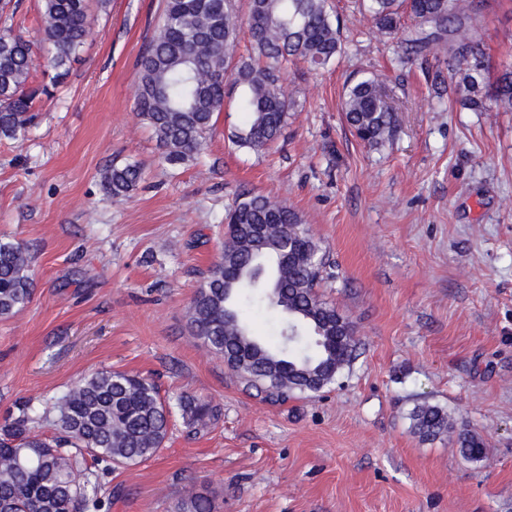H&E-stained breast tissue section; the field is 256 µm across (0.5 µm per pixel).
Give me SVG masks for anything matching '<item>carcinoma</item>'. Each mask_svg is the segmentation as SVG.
<instances>
[{"instance_id":"carcinoma-1","label":"carcinoma","mask_w":512,"mask_h":512,"mask_svg":"<svg viewBox=\"0 0 512 512\" xmlns=\"http://www.w3.org/2000/svg\"><path fill=\"white\" fill-rule=\"evenodd\" d=\"M12 0L0 3V138L25 137L33 126L35 101L49 97L82 51L95 11L110 0H39L44 63L33 43L16 30ZM364 18L398 35L406 19L416 23L405 40L406 59H439L456 80L461 105L485 109L478 99L486 70L483 44L471 23L481 0H360ZM246 57L230 47L241 38ZM343 51L340 22L328 0H249L248 17L236 20L232 0H162L154 33L137 59L134 104L152 131L161 160L178 168L203 151L207 135L224 111L226 78L240 89L238 106L246 126L232 135L240 149L264 152L281 135L288 98L281 78L288 64L302 60L324 68ZM43 66L47 81L32 86ZM493 102L512 110V70L497 80ZM345 120L357 138L371 147L391 139L397 115L387 103L384 82L362 76L346 86ZM144 178L137 163L108 166L101 182L114 198L136 190ZM224 250L195 291L186 318L189 332L248 390L271 403L294 394H316L335 384L351 368L359 349L352 323L318 295L324 255L298 212L284 201L244 192L224 217ZM33 278L28 249L0 242V319L25 307ZM252 293L295 336L292 346L252 331L242 301ZM189 428L205 427L219 411L192 396L178 400ZM172 408L157 385L121 371H97L76 382L57 399L53 411L28 403L0 424V512H104L114 489L116 466L154 456L168 437ZM411 431L422 441L456 434L462 457L485 458L486 443L467 425L456 427L448 411L421 403L409 414ZM43 422L55 435L41 439L32 429ZM80 470L82 485L72 484ZM178 512H213L210 498L191 493Z\"/></svg>"}]
</instances>
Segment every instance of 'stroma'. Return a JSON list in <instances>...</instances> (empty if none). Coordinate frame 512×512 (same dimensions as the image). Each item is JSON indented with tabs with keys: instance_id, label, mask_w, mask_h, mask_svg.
<instances>
[{
	"instance_id": "stroma-1",
	"label": "stroma",
	"mask_w": 512,
	"mask_h": 512,
	"mask_svg": "<svg viewBox=\"0 0 512 512\" xmlns=\"http://www.w3.org/2000/svg\"><path fill=\"white\" fill-rule=\"evenodd\" d=\"M160 4L111 0L27 137L0 139V240L33 258L30 303L0 319V422L124 371L221 418L191 438L174 415L155 456L115 470L109 512H175L192 491L213 512H512V112H471L450 93L436 111L435 61L401 63L354 0H330L344 52L288 68L280 138L238 149L230 105L206 151L173 169L134 106ZM474 33L491 73L512 65V0H485ZM356 73L379 75L397 111L382 146L344 120ZM133 161L144 182L112 198L101 171ZM244 190L299 213L325 254L318 293L356 329L358 356L325 392L264 401L189 333ZM424 401L481 433L486 458L416 437L409 413Z\"/></svg>"
}]
</instances>
